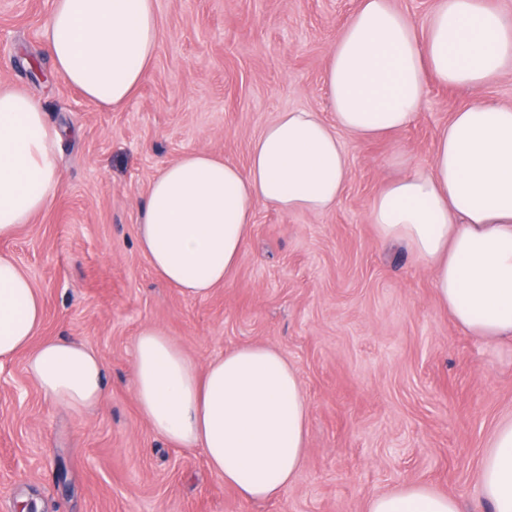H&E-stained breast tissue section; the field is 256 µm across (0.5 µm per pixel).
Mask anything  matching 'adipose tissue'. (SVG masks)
Wrapping results in <instances>:
<instances>
[{
	"instance_id": "ef3b65f1",
	"label": "adipose tissue",
	"mask_w": 512,
	"mask_h": 512,
	"mask_svg": "<svg viewBox=\"0 0 512 512\" xmlns=\"http://www.w3.org/2000/svg\"><path fill=\"white\" fill-rule=\"evenodd\" d=\"M44 37L56 73L86 99L124 106L149 74L156 0H54ZM512 70V17L485 0H437L425 32L391 0H361L340 28L325 71L334 123L288 111L253 141L246 168L204 151L164 166L150 183L137 237L167 285L204 298L246 247L257 206L323 213L350 169L341 134L368 141L407 128L428 81L476 92ZM41 104L0 87V239L47 210L58 187L57 145ZM384 241L406 243L433 275L440 305L471 335L512 340V108L476 100L442 131L428 166L372 200ZM39 291L0 254V362L26 353V371L54 404L82 413L104 400L103 366L85 344L38 339ZM138 407L155 433L201 449L240 498H282L308 452L310 402L274 346L246 345L198 366L160 326L143 327L134 357ZM492 512H512V420L499 423L477 469ZM365 512H463L418 482L371 497Z\"/></svg>"
}]
</instances>
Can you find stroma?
Listing matches in <instances>:
<instances>
[{
  "label": "stroma",
  "mask_w": 512,
  "mask_h": 512,
  "mask_svg": "<svg viewBox=\"0 0 512 512\" xmlns=\"http://www.w3.org/2000/svg\"><path fill=\"white\" fill-rule=\"evenodd\" d=\"M359 0H157L152 72L122 108L58 77L43 38L53 0H0V86L36 98L63 131L52 206L0 241L44 297L41 335L100 356L92 413L48 400L24 356L0 364V512H365L415 482L490 512L475 474L512 416V343L459 328L410 250L379 240L372 199L427 165L454 112L475 99L512 107V71L480 93L428 82L405 130L343 137L350 177L326 213L255 210L230 279L205 298L163 283L137 241L152 179L189 151L246 167L279 113L330 118L324 74ZM158 325L198 365L244 345L276 346L308 395L309 449L280 500L249 503L201 449L175 448L139 410L133 354Z\"/></svg>",
  "instance_id": "35a3bbf8"
}]
</instances>
